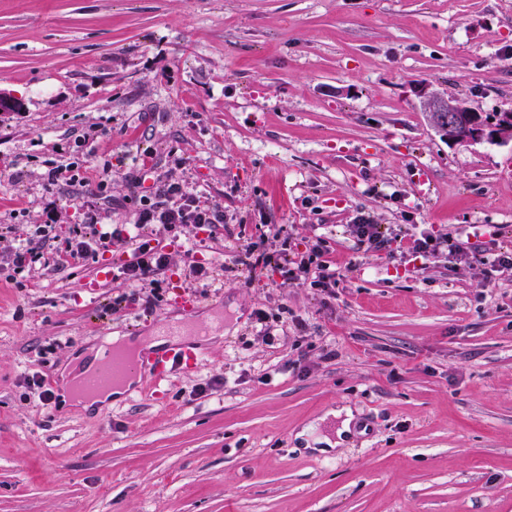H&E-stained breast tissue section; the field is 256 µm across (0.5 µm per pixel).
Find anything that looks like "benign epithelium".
Segmentation results:
<instances>
[{
	"mask_svg": "<svg viewBox=\"0 0 512 512\" xmlns=\"http://www.w3.org/2000/svg\"><path fill=\"white\" fill-rule=\"evenodd\" d=\"M429 111L435 128L451 142H512V112L487 119L452 96L432 97Z\"/></svg>",
	"mask_w": 512,
	"mask_h": 512,
	"instance_id": "1",
	"label": "benign epithelium"
}]
</instances>
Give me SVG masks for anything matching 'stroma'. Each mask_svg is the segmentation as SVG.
<instances>
[{"instance_id":"35a3bbf8","label":"stroma","mask_w":512,"mask_h":512,"mask_svg":"<svg viewBox=\"0 0 512 512\" xmlns=\"http://www.w3.org/2000/svg\"><path fill=\"white\" fill-rule=\"evenodd\" d=\"M0 91L21 103L0 114V255L57 226L0 271V512H512V268L361 254L348 231L512 255V143L448 142L427 104L512 111V0H0ZM51 162L77 181L47 188ZM158 175L224 212L175 242L140 228L169 256L159 295L120 248L58 264L88 207L132 224ZM285 238L326 240L340 284L283 285ZM247 242L261 265L236 262ZM213 316L223 338L165 397L63 405L108 336ZM342 408L346 442L306 449ZM39 253L33 247H18L5 258L6 265L19 274L39 261Z\"/></svg>"}]
</instances>
